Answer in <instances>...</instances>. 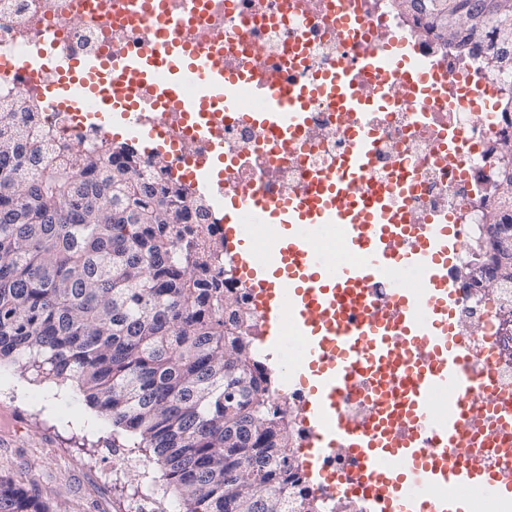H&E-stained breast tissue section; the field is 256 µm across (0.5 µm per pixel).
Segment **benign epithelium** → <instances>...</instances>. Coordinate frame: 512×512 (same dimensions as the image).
<instances>
[{
	"instance_id": "obj_1",
	"label": "benign epithelium",
	"mask_w": 512,
	"mask_h": 512,
	"mask_svg": "<svg viewBox=\"0 0 512 512\" xmlns=\"http://www.w3.org/2000/svg\"><path fill=\"white\" fill-rule=\"evenodd\" d=\"M480 248H488L489 262L464 263L458 269L459 278L473 283L486 292L512 283V224L499 223V214L485 212L478 225Z\"/></svg>"
}]
</instances>
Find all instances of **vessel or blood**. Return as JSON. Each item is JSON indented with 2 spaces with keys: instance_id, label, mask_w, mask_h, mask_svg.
<instances>
[{
  "instance_id": "vessel-or-blood-1",
  "label": "vessel or blood",
  "mask_w": 512,
  "mask_h": 512,
  "mask_svg": "<svg viewBox=\"0 0 512 512\" xmlns=\"http://www.w3.org/2000/svg\"><path fill=\"white\" fill-rule=\"evenodd\" d=\"M158 29L148 52L93 55L57 53L56 37L38 29L30 44L56 55L54 67L33 70L29 80L50 95L59 111L92 112L109 127L112 110L98 78L115 83L168 75L154 102L128 100L122 119L141 139H160L159 112L176 109L197 137L220 119L216 104L245 122L269 127L284 140L303 129L310 102L335 104L354 141L343 156L341 175L317 176L312 185L269 201L240 193L224 217V240L234 253L238 275L251 289L266 335L288 350L287 369L304 398L298 412L314 438L307 466L321 472L323 455L341 453L352 466L341 479L348 494L368 512H466L458 496L491 499L512 493V457L487 462L489 437L473 425L491 399L500 427L512 426V392L488 391L469 370L471 336L454 320L457 292L452 269L458 254L456 215L443 223H419L391 199L404 198L405 183L370 180L368 117L400 84L447 88L436 67L406 70L408 41L380 28L374 46L353 64L315 72L301 84L285 82L276 68L249 73L224 69L216 52L191 41H174L180 26L169 0H153ZM378 75L374 96L358 88L362 74ZM469 112L490 111V96L469 89L457 99ZM223 110V111H224ZM448 155L451 171L463 169L472 147L456 136ZM420 288H412V281ZM383 284L387 299L370 298L367 287ZM370 380L371 414L353 425L344 413L343 393Z\"/></svg>"
}]
</instances>
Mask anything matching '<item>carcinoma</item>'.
<instances>
[{
	"label": "carcinoma",
	"instance_id": "1",
	"mask_svg": "<svg viewBox=\"0 0 512 512\" xmlns=\"http://www.w3.org/2000/svg\"><path fill=\"white\" fill-rule=\"evenodd\" d=\"M416 35L446 49L491 36L486 63L512 73V0H407ZM0 112V364L75 381L156 468L181 512H325L304 493L286 404L245 336L251 317L214 271L224 240L186 190L149 180L160 155L127 142L56 144L40 104ZM260 383L230 388L252 371ZM0 512H49L0 480Z\"/></svg>",
	"mask_w": 512,
	"mask_h": 512
}]
</instances>
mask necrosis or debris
I'll list each match as a JSON object with an SVG mask.
<instances>
[{
	"mask_svg": "<svg viewBox=\"0 0 512 512\" xmlns=\"http://www.w3.org/2000/svg\"><path fill=\"white\" fill-rule=\"evenodd\" d=\"M175 14L185 20L176 36L204 48L219 47L225 68L246 72L256 67H285V80L300 79L302 72L331 69L371 48V33L386 26L410 33L411 18L398 13L393 0H170ZM121 0H0V45L25 50L36 28H52L60 35L59 47L85 54L118 46L147 47L148 26L119 24L115 11ZM346 7L358 16L360 30L343 36L336 10ZM305 44L306 69H289L298 44ZM417 57L440 64L449 82L465 84L467 76L487 78L492 86L494 109L490 116L462 112L434 95L424 98V111H415L407 92L393 96L372 116L373 178L406 182L410 191L403 200L408 213L418 218L456 213L461 240H468L481 223L487 207L496 201V176L501 157L499 140L512 139V77L487 73L482 65V41L467 40L459 47L440 51L417 41ZM44 123L63 145L104 137L105 132L85 125L77 116L43 106ZM471 138L475 147L465 174H453L446 157L456 133ZM219 139L224 154V191L235 194L260 190L274 200L308 185L313 176L331 172L351 147V140L336 108L313 101L302 135L283 145L262 127L237 120L224 121ZM458 321L481 325L475 337L471 369L490 387L512 390V290L500 288L487 294L462 286L455 308Z\"/></svg>",
	"mask_w": 512,
	"mask_h": 512,
	"instance_id": "1",
	"label": "necrosis or debris"
}]
</instances>
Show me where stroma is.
<instances>
[{
  "mask_svg": "<svg viewBox=\"0 0 512 512\" xmlns=\"http://www.w3.org/2000/svg\"><path fill=\"white\" fill-rule=\"evenodd\" d=\"M128 444L75 383H37L0 366V477L39 494L52 512H176Z\"/></svg>",
  "mask_w": 512,
  "mask_h": 512,
  "instance_id": "35a3bbf8",
  "label": "stroma"
}]
</instances>
